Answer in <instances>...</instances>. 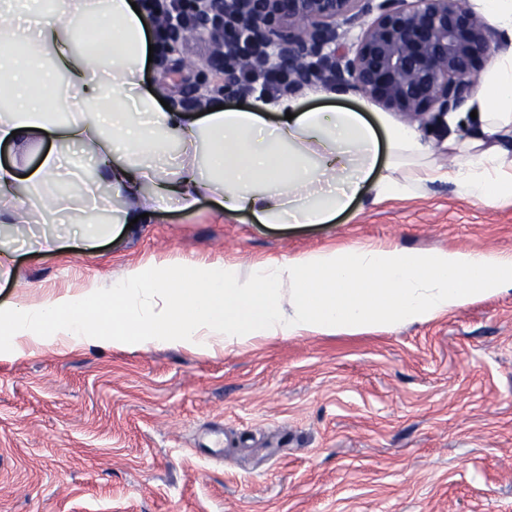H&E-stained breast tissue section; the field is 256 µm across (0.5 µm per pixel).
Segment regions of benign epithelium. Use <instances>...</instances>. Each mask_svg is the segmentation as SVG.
I'll return each mask as SVG.
<instances>
[{"instance_id":"obj_1","label":"benign epithelium","mask_w":512,"mask_h":512,"mask_svg":"<svg viewBox=\"0 0 512 512\" xmlns=\"http://www.w3.org/2000/svg\"><path fill=\"white\" fill-rule=\"evenodd\" d=\"M208 11L233 15L253 51L225 67L223 32L201 16L185 28L215 46L209 70H224L216 91L235 95L255 65L288 74V90L324 83L353 88L425 131L460 110L476 76L502 46L468 0H207ZM361 28L357 42L347 32Z\"/></svg>"}]
</instances>
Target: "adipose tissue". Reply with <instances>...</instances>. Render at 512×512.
Wrapping results in <instances>:
<instances>
[{"label": "adipose tissue", "mask_w": 512, "mask_h": 512, "mask_svg": "<svg viewBox=\"0 0 512 512\" xmlns=\"http://www.w3.org/2000/svg\"><path fill=\"white\" fill-rule=\"evenodd\" d=\"M132 0H0V146L49 147L19 175L0 163V280L13 275L14 233L57 237L67 215L89 242L113 225L199 196L262 224H326L368 195L409 198L446 182L483 203L512 201V50L498 54L478 97L449 113L451 167L427 162L415 127L288 99L200 114L162 110L143 83L149 25ZM111 31L98 49L88 18ZM40 70V81L30 74ZM94 176L80 197L57 194ZM512 291V258L496 252L362 248L322 251L241 270L217 263L137 266L108 285L0 310V359L28 346L182 348L216 355L258 339L353 336L427 322L479 294Z\"/></svg>", "instance_id": "1"}]
</instances>
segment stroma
Here are the masks:
<instances>
[{
  "label": "stroma",
  "instance_id": "obj_1",
  "mask_svg": "<svg viewBox=\"0 0 512 512\" xmlns=\"http://www.w3.org/2000/svg\"><path fill=\"white\" fill-rule=\"evenodd\" d=\"M212 43L154 59L183 110ZM512 257V203L436 183L362 198L330 224H261L201 198L101 240L14 254L0 308L135 266L241 269L320 250ZM223 441L224 455L206 449ZM0 512H512V292L427 323L266 340L217 356L151 346L26 348L0 361Z\"/></svg>",
  "mask_w": 512,
  "mask_h": 512
}]
</instances>
